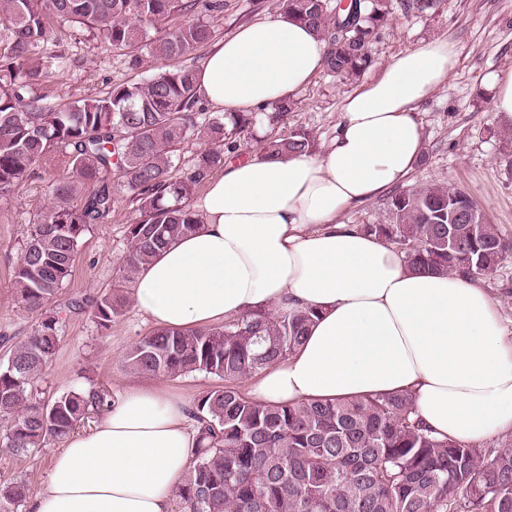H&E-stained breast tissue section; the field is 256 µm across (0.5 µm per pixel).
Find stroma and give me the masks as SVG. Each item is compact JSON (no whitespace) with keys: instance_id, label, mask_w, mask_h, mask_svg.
Here are the masks:
<instances>
[{"instance_id":"1","label":"stroma","mask_w":512,"mask_h":512,"mask_svg":"<svg viewBox=\"0 0 512 512\" xmlns=\"http://www.w3.org/2000/svg\"><path fill=\"white\" fill-rule=\"evenodd\" d=\"M224 3L217 20L222 39L241 24L279 11L275 0ZM436 37L452 38L459 63L448 83L419 108L425 144L410 182L462 187L483 208L490 223L512 235V141L504 138L490 110L487 90L489 75L512 67V0H443L433 16L394 10L391 26L374 45L375 62L368 77H375L392 55ZM38 64L41 77L27 96L50 108L106 95L113 84L143 82L170 67L168 60L148 55L140 67L131 68L128 57L69 26L58 29L56 41L48 44ZM353 90V85L319 73L295 95L286 127H306L314 132L319 146L328 145L342 102ZM70 171L66 155L52 152L15 190L0 197V336L9 337L11 343L24 340L36 321L12 288L13 269L30 225L50 203V183ZM110 181L114 208L103 223L91 225L84 235L63 300L109 289L128 296L133 293L132 282L119 279L117 272L127 251L125 230L135 204L119 169H112ZM152 329L131 302L106 328L89 312L67 313L58 353L39 382V391L51 396L102 388L109 401H116L126 387L148 383L147 375L124 370L119 360L130 344ZM57 449L53 443L18 456L0 445V485L21 483L27 488L16 512H31V502L45 486Z\"/></svg>"}]
</instances>
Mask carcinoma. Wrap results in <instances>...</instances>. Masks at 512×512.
<instances>
[{
	"mask_svg": "<svg viewBox=\"0 0 512 512\" xmlns=\"http://www.w3.org/2000/svg\"><path fill=\"white\" fill-rule=\"evenodd\" d=\"M283 13L327 46L324 71L352 83L374 63L372 46L390 23L392 0H278ZM442 0H406L433 16ZM223 0H0V195L13 191L53 150L69 152L72 175L50 185L52 205L32 225L13 271L19 302L38 319L26 340L0 359V442L18 455L64 440L104 397L73 390L50 400L35 392L60 344V315L88 310L102 327L126 299L109 293L61 301L79 242L114 203L107 174L121 168L137 203L126 225L120 268L129 280L178 238L197 231L196 186L224 167L226 154L253 138L270 158L313 151V132H278L294 103L270 112H215L197 121L196 70L183 65L215 36L201 11ZM60 19L139 65L159 53L173 68L146 83H119L104 97L45 110L24 102L34 66ZM197 132L207 141L179 174L173 147ZM92 186L80 203L79 189ZM385 216L357 228L378 236L420 272L491 276L512 259L499 231L462 188L431 183L395 191ZM312 309L260 313L198 329H155L121 359L130 371L162 377L205 372L224 380L190 410L198 438L193 466L176 490L182 512H512V439L488 453L439 438L404 393L336 401L265 404L240 383L293 353L314 321ZM22 484L0 488V512L23 500Z\"/></svg>",
	"mask_w": 512,
	"mask_h": 512,
	"instance_id": "cac0c4a2",
	"label": "carcinoma"
}]
</instances>
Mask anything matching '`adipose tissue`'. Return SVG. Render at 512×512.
Returning a JSON list of instances; mask_svg holds the SVG:
<instances>
[{"mask_svg": "<svg viewBox=\"0 0 512 512\" xmlns=\"http://www.w3.org/2000/svg\"><path fill=\"white\" fill-rule=\"evenodd\" d=\"M326 46L279 13L240 26L196 73L225 112L290 100L325 66ZM455 43L389 58L346 97L319 151L253 152L210 176L203 216L144 266L136 309L165 329L305 307L303 344L250 385L269 404L407 392L436 436L476 443L512 434V337L481 282L413 271L382 239L337 223L345 209L404 185L424 147L420 106L452 77ZM196 435L187 404L160 382L126 389L89 431L55 453L32 512H172Z\"/></svg>", "mask_w": 512, "mask_h": 512, "instance_id": "1", "label": "adipose tissue"}]
</instances>
